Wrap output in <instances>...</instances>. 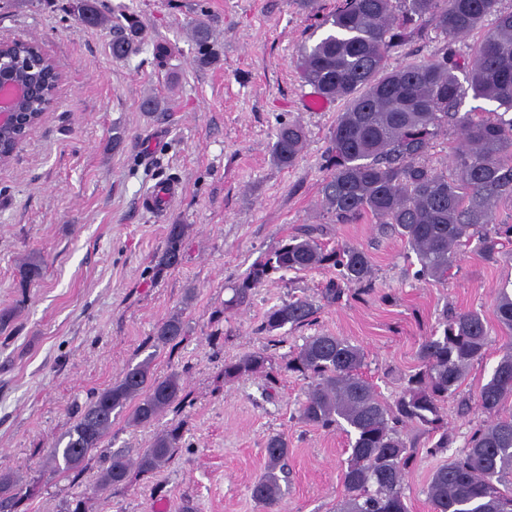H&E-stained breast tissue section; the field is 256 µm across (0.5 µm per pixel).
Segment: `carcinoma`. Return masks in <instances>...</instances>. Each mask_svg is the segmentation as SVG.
<instances>
[{
  "instance_id": "1",
  "label": "carcinoma",
  "mask_w": 512,
  "mask_h": 512,
  "mask_svg": "<svg viewBox=\"0 0 512 512\" xmlns=\"http://www.w3.org/2000/svg\"><path fill=\"white\" fill-rule=\"evenodd\" d=\"M500 0H336L323 16V37L300 51L303 82L327 100H343L331 133L329 170L321 189L322 208L338 224L371 215L381 230L401 237L415 254V276L437 283L448 280L458 248L476 243L481 257L493 262L501 241L512 237V224H498L494 214L503 201L512 202V12L499 13ZM66 13L77 22L112 28V57L126 59L142 50L148 32L133 14L110 17L99 0H68ZM498 15L495 28L479 43L470 69L459 79L460 64L452 44L477 30L483 20ZM432 25L446 42L442 56L387 66L388 51L423 35L422 22ZM199 58L210 57V30L199 21L193 29ZM6 51L21 58L15 74L30 77L44 89V98L25 106L29 113L46 110L54 98L58 73L41 48L15 40ZM484 100L493 109L484 114L460 113L467 96ZM455 127L462 143L452 164L454 176L428 165L429 141ZM306 142L296 121L279 126L271 145L272 160L290 167ZM323 228L305 225L283 238L255 262L235 286L226 308L248 303L252 291L277 273L333 268L323 299L340 300L352 284L372 287L374 272L367 253L354 245L327 248L318 240ZM186 227L171 224L166 246L158 258L174 268L183 258ZM499 326L512 335V291L503 286L495 299ZM315 304L294 298L272 306L260 330L272 334L286 326L312 324ZM186 333L182 316L161 323L153 346L177 345ZM488 345L487 324L473 310H443L437 329L420 345V367L410 374L398 399H380L361 368L364 351L348 340L318 333L284 357L285 369L311 379L298 409L299 419L322 429L343 428L351 453L343 473V494L336 512H408L403 485L416 460V446L404 429L412 426L434 439L427 449L438 455L452 439L442 409L469 366L481 359ZM149 355L125 369L112 385L95 394L85 406L64 446L54 458L63 470L76 469L100 447L112 429L113 418L127 413V424H152L175 402L184 400L179 374L157 376ZM271 359L254 351L224 361L223 383L262 375L268 383ZM512 397V342L503 351L491 378L479 392L490 420L476 428L464 449L437 468L427 486L432 512H512V416L501 418L502 403ZM183 427L159 433L135 457L111 454L98 476L103 487L126 486L132 473L153 474L180 447ZM288 440L277 434L265 444L263 474L251 488L252 498L265 512H277L288 478ZM31 489L20 486L10 471L0 472V512H15Z\"/></svg>"
}]
</instances>
